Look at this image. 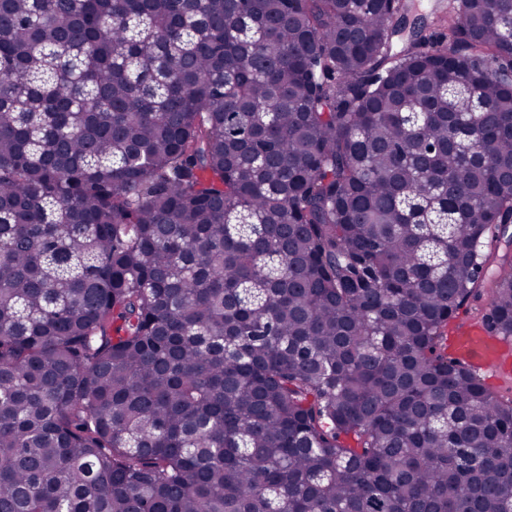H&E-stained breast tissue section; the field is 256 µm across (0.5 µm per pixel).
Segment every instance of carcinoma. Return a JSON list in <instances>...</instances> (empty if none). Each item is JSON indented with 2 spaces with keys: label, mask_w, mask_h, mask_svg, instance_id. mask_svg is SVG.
I'll list each match as a JSON object with an SVG mask.
<instances>
[{
  "label": "carcinoma",
  "mask_w": 512,
  "mask_h": 512,
  "mask_svg": "<svg viewBox=\"0 0 512 512\" xmlns=\"http://www.w3.org/2000/svg\"><path fill=\"white\" fill-rule=\"evenodd\" d=\"M0 0V512H512V0ZM411 1L416 5V9L409 15L410 21L414 17H422L425 18L426 27L431 26V31H437L440 29V26L434 24L436 21V15L443 9V7L448 6V0H407ZM453 344L471 364L494 372L506 357L509 346L499 338L490 336L482 325L471 323L460 330L453 338ZM508 373L493 376L482 369H477L491 388L512 387V358L507 362Z\"/></svg>",
  "instance_id": "carcinoma-1"
}]
</instances>
